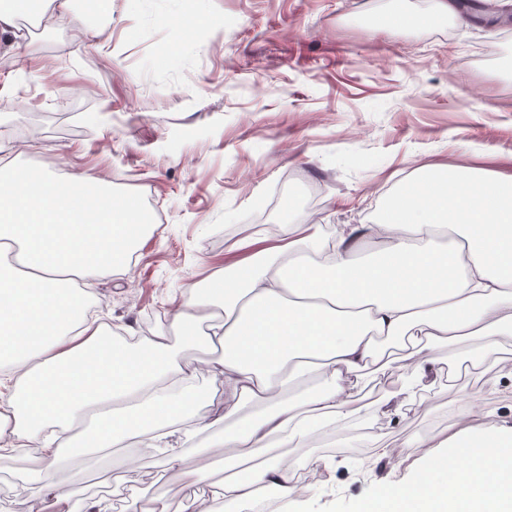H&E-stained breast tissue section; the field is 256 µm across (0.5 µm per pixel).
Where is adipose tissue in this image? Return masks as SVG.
Returning a JSON list of instances; mask_svg holds the SVG:
<instances>
[{"mask_svg": "<svg viewBox=\"0 0 512 512\" xmlns=\"http://www.w3.org/2000/svg\"><path fill=\"white\" fill-rule=\"evenodd\" d=\"M74 0H0V40L19 60L31 55L18 20L48 16L75 27ZM0 143V457L16 458L38 491L51 490L65 457L57 430L101 406L84 448L135 440L157 447L177 469L189 433L178 424L193 408L198 369L181 365L171 338L221 345L208 365L237 401H269L311 369L319 387L256 418L238 421L218 448L247 456L312 433L326 419H349L358 380L379 357L378 341L408 340L419 352L410 377L434 369L430 345L498 336L512 327V175L429 169L404 183L375 223L347 224L334 241L316 225H292L284 242L257 235L240 242L241 259L192 287L172 319V334L129 345L109 339L87 315L80 280L125 273L146 213L135 196L103 186L93 172L64 176L5 159ZM380 238L367 260L354 243ZM38 457H31V448ZM415 478L391 480L378 512H512V427L464 426L432 446ZM259 486L286 500L297 491L276 461L218 490L224 512H243Z\"/></svg>", "mask_w": 512, "mask_h": 512, "instance_id": "adipose-tissue-1", "label": "adipose tissue"}]
</instances>
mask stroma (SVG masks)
I'll return each mask as SVG.
<instances>
[{"label": "stroma", "instance_id": "stroma-1", "mask_svg": "<svg viewBox=\"0 0 512 512\" xmlns=\"http://www.w3.org/2000/svg\"><path fill=\"white\" fill-rule=\"evenodd\" d=\"M429 0H76L81 30L38 21L24 67L0 52V142H31L22 167L62 175L87 169L114 192L138 197L153 218L124 275L87 285L88 313L115 340L168 331L188 285L203 284L264 223L321 227L377 220L405 180L427 168L512 174V37L494 27L427 22ZM419 24L380 29L379 15ZM43 125L24 137L33 113ZM287 205L274 204L276 193ZM447 380L409 384L398 364L367 375L361 409L321 424L279 452L304 485L288 512H375L392 479L425 468L422 439L455 429L460 402L476 399L473 425L491 414L512 426V335L434 346ZM411 386L403 414L384 395ZM181 422L203 431L182 450V472L210 464L197 490L207 507L239 461L204 446L236 421L266 411L230 406L224 384L203 375ZM89 420L66 435L56 493L28 495L21 465L0 458V512H182L186 490L154 449L79 448ZM360 456L327 454L336 439ZM390 449L381 457V449ZM320 466H313V459ZM136 463L137 492L125 471ZM66 500H58L57 492Z\"/></svg>", "mask_w": 512, "mask_h": 512}]
</instances>
